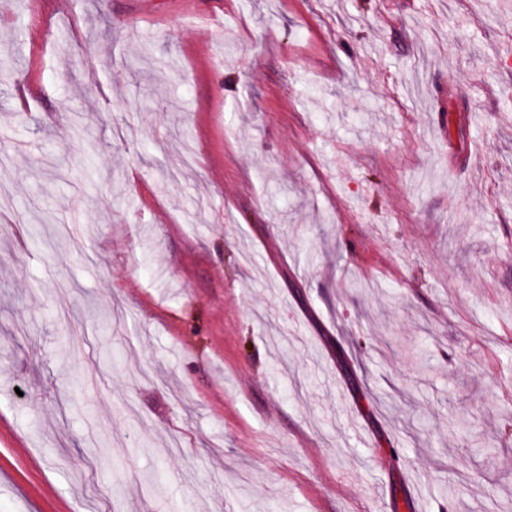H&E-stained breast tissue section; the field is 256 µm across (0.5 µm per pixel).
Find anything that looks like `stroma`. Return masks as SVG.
<instances>
[{
  "label": "stroma",
  "instance_id": "35a3bbf8",
  "mask_svg": "<svg viewBox=\"0 0 512 512\" xmlns=\"http://www.w3.org/2000/svg\"><path fill=\"white\" fill-rule=\"evenodd\" d=\"M224 6L0 0V512H512V8Z\"/></svg>",
  "mask_w": 512,
  "mask_h": 512
}]
</instances>
